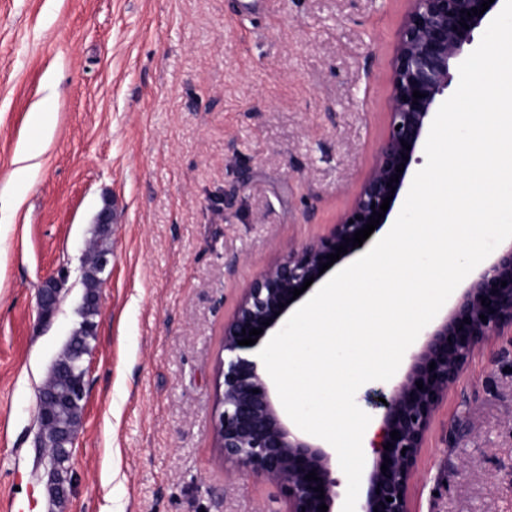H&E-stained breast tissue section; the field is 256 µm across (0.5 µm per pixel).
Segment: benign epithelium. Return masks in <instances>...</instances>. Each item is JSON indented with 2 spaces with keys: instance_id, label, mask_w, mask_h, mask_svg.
<instances>
[{
  "instance_id": "benign-epithelium-1",
  "label": "benign epithelium",
  "mask_w": 512,
  "mask_h": 512,
  "mask_svg": "<svg viewBox=\"0 0 512 512\" xmlns=\"http://www.w3.org/2000/svg\"><path fill=\"white\" fill-rule=\"evenodd\" d=\"M485 0H408V7L396 36L391 72L386 133L372 165L353 195L348 207L328 232L308 243L288 246L283 258L260 271L242 290L231 316L224 321V359L217 369L221 412L216 422V445L224 469L245 471L274 485L282 504L279 512H320L328 506L335 512L336 457L311 436L293 429L279 411L266 369L255 350L281 325L290 311L308 297L324 275L319 273L327 255L347 245L346 259L361 251L346 239L362 229L373 212L391 195L389 208L380 225L387 224L395 200L410 176L412 164L420 162L417 152L429 133L434 114L453 80L466 47L475 34L486 27L500 0H494L483 15L467 16ZM466 23L469 28L461 27ZM424 97L414 99L413 91ZM407 142L406 149L401 142ZM408 161H403L402 156ZM405 165L402 175L396 167ZM398 177L392 183L390 179ZM392 183L391 190L387 183ZM377 209H371V206ZM60 269L38 289L39 319L53 315L60 293L69 279ZM314 278L298 297L293 291L308 278ZM507 282L501 286V282ZM487 298L490 306L481 304ZM285 307H279V304ZM487 316L482 322L479 315ZM470 323H465L464 318ZM270 325L262 326L265 321ZM263 328L257 342L240 346L242 330ZM501 336L512 337V242L503 245L489 260L481 263L446 313L423 334L419 348L412 352L404 374L389 391L376 393L369 400L381 410V425L372 441V454L363 474V488L357 512H413L411 488L418 459L435 417L448 393L465 374L471 358L486 342ZM85 351L80 355L82 373L71 385L69 398L85 401L87 375ZM435 369L429 370L430 363ZM423 382L418 389L416 382ZM78 426L59 432L58 447L74 454ZM399 431L398 439L390 433ZM391 443L393 447L384 449ZM391 459L381 472L384 459ZM316 472L318 480L305 476ZM49 490L57 501L65 500L72 487L70 471L48 470ZM323 486L324 498L314 488ZM393 501L388 502L386 498Z\"/></svg>"
}]
</instances>
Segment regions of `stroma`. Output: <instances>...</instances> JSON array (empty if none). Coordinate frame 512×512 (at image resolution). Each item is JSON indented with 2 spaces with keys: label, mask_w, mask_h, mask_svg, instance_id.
I'll use <instances>...</instances> for the list:
<instances>
[{
  "label": "stroma",
  "mask_w": 512,
  "mask_h": 512,
  "mask_svg": "<svg viewBox=\"0 0 512 512\" xmlns=\"http://www.w3.org/2000/svg\"><path fill=\"white\" fill-rule=\"evenodd\" d=\"M0 0V512H276L215 448L224 320L326 233L385 132L405 0ZM51 98V123L32 120ZM38 153L20 172L19 150ZM233 205H225L226 197ZM111 206L73 492L52 502L36 394ZM70 271L52 321L36 293ZM468 411L453 446L447 422ZM416 512H512V352H477L418 462Z\"/></svg>",
  "instance_id": "stroma-1"
}]
</instances>
